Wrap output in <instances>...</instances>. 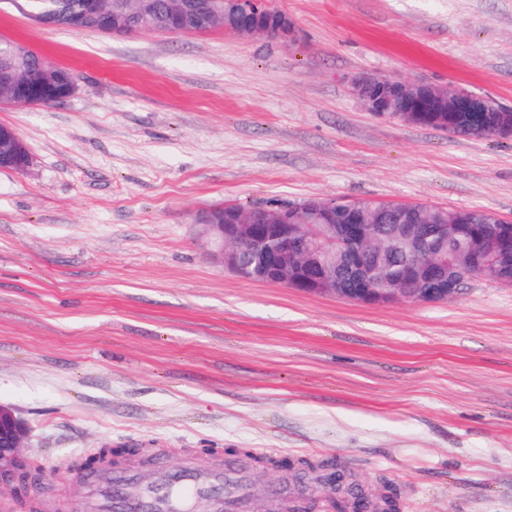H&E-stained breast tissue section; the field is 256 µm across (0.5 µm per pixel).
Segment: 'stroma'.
<instances>
[{
	"label": "stroma",
	"mask_w": 512,
	"mask_h": 512,
	"mask_svg": "<svg viewBox=\"0 0 512 512\" xmlns=\"http://www.w3.org/2000/svg\"><path fill=\"white\" fill-rule=\"evenodd\" d=\"M286 39L43 27L0 0V40L75 93L0 105L30 164L0 170V404L56 503L78 460L245 475L331 460L399 512H512V286L375 306L239 278L200 215L369 198L512 220V141L365 111L351 82L413 77L512 107V0H270Z\"/></svg>",
	"instance_id": "obj_1"
}]
</instances>
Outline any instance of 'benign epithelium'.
<instances>
[{
  "instance_id": "7a95c632",
  "label": "benign epithelium",
  "mask_w": 512,
  "mask_h": 512,
  "mask_svg": "<svg viewBox=\"0 0 512 512\" xmlns=\"http://www.w3.org/2000/svg\"><path fill=\"white\" fill-rule=\"evenodd\" d=\"M101 0H84L76 29H83L87 18H100ZM221 14L224 31L242 37L285 38L294 31L287 13L272 8L268 0H180L170 15L171 30L187 32L212 14ZM353 89L369 112L391 115L404 122L414 112H467L473 130L490 132L500 140H512V107L501 105L489 96H480L451 85H438L423 79H394L365 74L356 78ZM30 163L28 149L10 126L0 125V169L23 170ZM368 203L366 199H314L301 206L280 203L276 207L249 210L227 206L211 208L202 216L205 234L216 257L236 276L250 281L296 288L304 293L321 294L364 304H387L405 300L416 304L445 301L456 296L474 279L486 278V270L498 271L493 281L512 284V221L492 215L500 224V237L492 256L481 252L469 264L461 265L440 250L432 256L424 276L397 293L372 276L371 262L364 253L358 255L350 274L360 283L358 288H338L336 281L318 279L307 285L298 275L286 277L282 267L293 256L296 265L321 263L322 256L339 248H350L358 238L369 234L359 224L336 223V206L352 215ZM411 205L378 207L371 205L379 221L410 213ZM28 433L26 422L15 409L0 404V486L27 485L29 463L23 454ZM303 489L324 487L331 494L343 491L349 512H370L369 498L363 487L350 483L349 473L336 470L319 473L314 479L301 480Z\"/></svg>"
}]
</instances>
